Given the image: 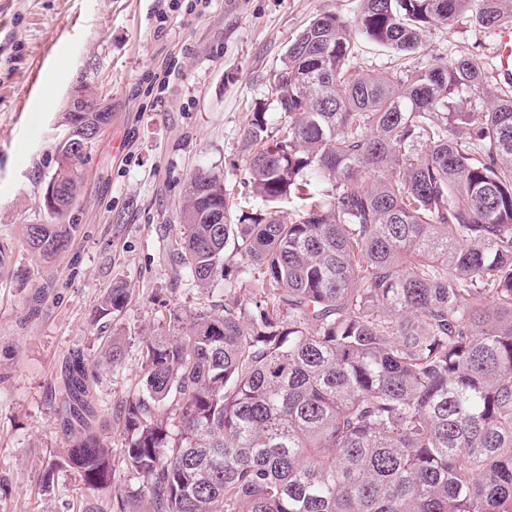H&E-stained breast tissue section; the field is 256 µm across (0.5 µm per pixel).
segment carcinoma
I'll use <instances>...</instances> for the list:
<instances>
[{
	"label": "carcinoma",
	"mask_w": 512,
	"mask_h": 512,
	"mask_svg": "<svg viewBox=\"0 0 512 512\" xmlns=\"http://www.w3.org/2000/svg\"><path fill=\"white\" fill-rule=\"evenodd\" d=\"M469 7L512 26V0H360L353 25L314 18L274 75L279 124L259 107L244 129L261 206L237 215L224 178L190 175L180 268L210 297L224 278V301L143 342L111 512H512V89L474 58L350 67L359 39L401 58ZM458 88L487 102L464 140ZM87 157L58 146L51 182L73 199ZM46 213L25 243L47 261L77 225ZM127 301L113 288L100 312ZM94 371L70 358L46 491L63 468L94 492L115 483Z\"/></svg>",
	"instance_id": "carcinoma-1"
}]
</instances>
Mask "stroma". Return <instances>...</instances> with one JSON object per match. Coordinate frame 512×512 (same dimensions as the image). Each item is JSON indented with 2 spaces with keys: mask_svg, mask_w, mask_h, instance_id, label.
<instances>
[{
  "mask_svg": "<svg viewBox=\"0 0 512 512\" xmlns=\"http://www.w3.org/2000/svg\"><path fill=\"white\" fill-rule=\"evenodd\" d=\"M358 0H0V512H66L89 494L71 471L52 491L39 479L67 444L58 409L73 352L97 360L112 340L119 364L91 387L97 431L118 438L126 402L141 388L144 340L171 334L172 313L205 301L175 277L173 244L189 175L223 177L248 201L242 133L256 106L275 112L271 84L297 34L319 13L354 21ZM411 71L475 57L503 79L499 33L460 13L434 26ZM90 86L111 111L83 168L69 216V248L44 261L25 229L43 224L46 183L68 133L66 102ZM126 307L99 318L110 289Z\"/></svg>",
  "mask_w": 512,
  "mask_h": 512,
  "instance_id": "stroma-1",
  "label": "stroma"
}]
</instances>
